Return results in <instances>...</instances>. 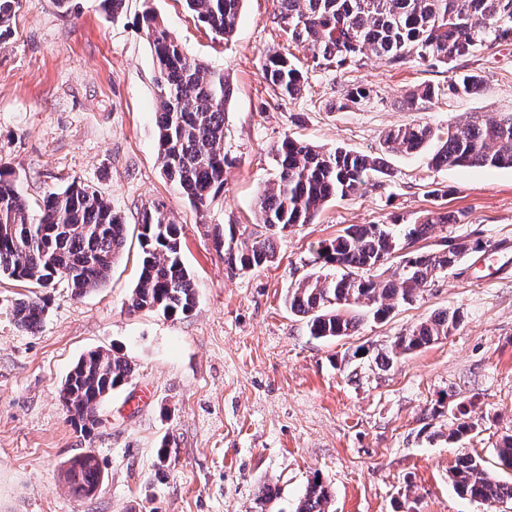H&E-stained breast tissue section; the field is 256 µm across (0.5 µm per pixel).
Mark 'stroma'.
I'll return each mask as SVG.
<instances>
[{
	"mask_svg": "<svg viewBox=\"0 0 512 512\" xmlns=\"http://www.w3.org/2000/svg\"><path fill=\"white\" fill-rule=\"evenodd\" d=\"M152 7L188 56L224 72L234 87L225 116L224 190L204 211L160 173L156 151L157 69L140 19ZM277 0H244L230 41L213 38L183 0H16L0 33V169L38 207L81 181L101 192L128 226L109 281L82 298L48 292L36 330L20 328L12 299L27 285L0 280V512H295L308 481L331 490L329 512H512V503L460 497L449 475L461 452L482 457L500 479L495 448L512 434V169L429 165L392 153L381 185L326 203L313 223L276 244L268 268L228 272L212 230L255 222L256 194L274 171V149L291 135L325 148L380 152L407 123L447 127L512 113V41L460 59L484 85L471 96L438 95L408 106L417 88L448 82L444 68L392 67L375 56L357 68L309 72L301 92L280 98L265 81L271 53L295 54L272 23ZM365 84L372 102L340 111L347 88ZM163 204L183 231L182 257L197 302L173 318L128 312L136 285L145 205ZM453 219L421 246L480 241L459 270L354 335L313 339L284 304L317 271L318 242L351 224H407L431 211ZM506 264L486 275L484 258ZM462 324L447 339L391 368L375 357L395 336L441 310ZM116 351L133 378L102 402L91 433L77 430L60 387L79 357ZM472 403L477 428L449 441L457 403ZM173 450L158 470L161 444ZM93 449L103 470L96 496L75 497L69 459ZM277 487L260 504L259 487Z\"/></svg>",
	"mask_w": 512,
	"mask_h": 512,
	"instance_id": "35a3bbf8",
	"label": "stroma"
}]
</instances>
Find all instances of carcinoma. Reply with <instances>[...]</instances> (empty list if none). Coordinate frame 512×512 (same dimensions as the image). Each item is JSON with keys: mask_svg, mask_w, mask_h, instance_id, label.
Wrapping results in <instances>:
<instances>
[{"mask_svg": "<svg viewBox=\"0 0 512 512\" xmlns=\"http://www.w3.org/2000/svg\"><path fill=\"white\" fill-rule=\"evenodd\" d=\"M273 23L305 52L313 69L343 72L371 53L393 66L410 61L442 66L448 95H470L482 88L474 71L457 70L455 61L480 49L512 40V0H277ZM243 0H184L187 10L215 39L231 40ZM142 29L157 66V162L197 210L224 190L225 112L233 87L181 51L176 38L150 10ZM264 76L281 96L298 95L304 73L288 57L266 58ZM373 97L366 85L350 87L338 109L361 108ZM431 149L435 168H512V113L485 122L450 124L444 130L409 123L390 129L384 151L414 155ZM276 179L258 192L256 223L249 232L230 224L215 234V250L228 270L266 268L274 262L276 240L295 226L311 223L332 198L361 193L377 175H388L381 157L336 147L324 150L284 136L275 149ZM448 213L432 212L412 224H352L331 240L318 243L325 271L313 273L288 290L292 312L306 318L310 335L334 339L353 335L367 319L382 320L396 306L412 302L439 274L454 268L481 242L445 241L437 252L411 249L434 228L448 223ZM123 218L97 190L77 181L49 193L33 211L13 180L0 171V279L40 288L63 285L80 298L105 284L125 245ZM141 258L128 309L151 310L171 318L190 313L196 304L194 279L181 255V226L162 205L143 209L138 234ZM396 271L386 280L370 275L390 259ZM47 311L44 297H19L11 314L22 328L40 326ZM461 326L457 311L442 310L395 337L376 356L386 368L394 360L453 335ZM133 367L125 358L102 350L81 356L60 391L71 422L87 433L96 423L103 396L129 383ZM458 424L448 439L472 436L464 404L456 405ZM498 465L512 469V435L497 445ZM314 475L296 512H328L329 488ZM65 481L80 497L102 481L98 458L71 459ZM455 492L474 501H511L512 482L493 476L484 460L461 453L450 475Z\"/></svg>", "mask_w": 512, "mask_h": 512, "instance_id": "carcinoma-1", "label": "carcinoma"}]
</instances>
